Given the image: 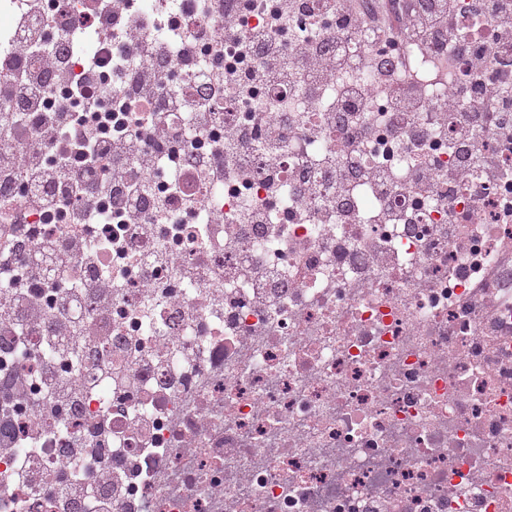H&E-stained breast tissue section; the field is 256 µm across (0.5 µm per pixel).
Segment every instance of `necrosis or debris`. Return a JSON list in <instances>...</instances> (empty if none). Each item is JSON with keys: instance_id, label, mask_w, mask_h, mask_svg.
<instances>
[{"instance_id": "4bbe7bcc", "label": "necrosis or debris", "mask_w": 512, "mask_h": 512, "mask_svg": "<svg viewBox=\"0 0 512 512\" xmlns=\"http://www.w3.org/2000/svg\"><path fill=\"white\" fill-rule=\"evenodd\" d=\"M133 2L125 14L100 0H0V15L28 18L61 51L45 123L66 108L60 86L83 77L69 16H90L102 56L129 27L140 43H167L159 90L186 98L162 115L178 156L157 161L183 192L157 181L146 223H93L101 193L83 175L70 223L86 230L81 274L52 266L43 288L23 287L6 243L25 234L36 247L50 233L64 252L70 225L46 223L29 185L0 180L17 212L0 225V296L11 300L0 312V512H512V141L466 146L442 119L452 98L512 126V63H497L493 16L456 0L463 23L437 53L410 34L388 45L369 23L337 30L332 13L310 26L288 0H214L236 5L233 35L205 17L158 30L163 0ZM255 30L350 64L317 85L238 83L261 62L239 51ZM19 40L17 26L0 27V141L22 149L31 129L11 87L42 62ZM464 43L490 60L483 92L464 74ZM378 57L420 97L406 125L373 88L366 64ZM227 83L231 101L214 94ZM280 112L295 121L283 138H255ZM339 113L369 135L337 158L311 126ZM230 120L253 136L249 167L224 149ZM477 149L496 157L499 180L474 168L449 181ZM214 156L224 181L202 184L196 162ZM332 157L348 191L317 210ZM424 163L440 193L416 186ZM255 211L264 222L246 223ZM62 300L76 344L51 347L42 325ZM47 366L80 386L71 407L57 409ZM67 484L78 500L60 493Z\"/></svg>"}]
</instances>
